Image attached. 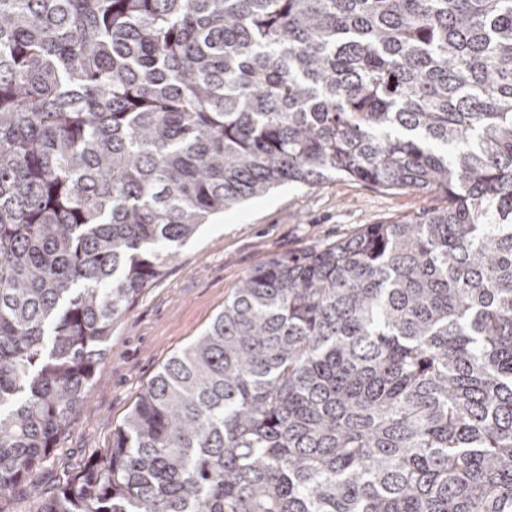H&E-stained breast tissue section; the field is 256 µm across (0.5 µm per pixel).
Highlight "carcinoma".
Here are the masks:
<instances>
[{
	"instance_id": "carcinoma-1",
	"label": "carcinoma",
	"mask_w": 512,
	"mask_h": 512,
	"mask_svg": "<svg viewBox=\"0 0 512 512\" xmlns=\"http://www.w3.org/2000/svg\"><path fill=\"white\" fill-rule=\"evenodd\" d=\"M332 176L445 205L246 275L32 512H512V0H0V512L177 249Z\"/></svg>"
}]
</instances>
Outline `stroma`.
Masks as SVG:
<instances>
[{"instance_id":"35a3bbf8","label":"stroma","mask_w":512,"mask_h":512,"mask_svg":"<svg viewBox=\"0 0 512 512\" xmlns=\"http://www.w3.org/2000/svg\"><path fill=\"white\" fill-rule=\"evenodd\" d=\"M428 191H387L333 178L283 185L225 210L182 245L165 274L131 302L113 326L85 403L34 476L52 489L93 458L108 455L112 434L174 354L223 310L240 281L267 260L349 237L367 224L440 207Z\"/></svg>"}]
</instances>
